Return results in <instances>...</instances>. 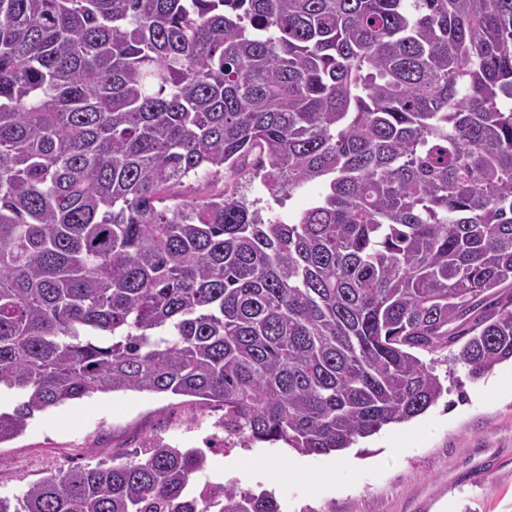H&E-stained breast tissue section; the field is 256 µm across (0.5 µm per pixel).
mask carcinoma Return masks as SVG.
<instances>
[{
	"label": "carcinoma",
	"instance_id": "cac0c4a2",
	"mask_svg": "<svg viewBox=\"0 0 512 512\" xmlns=\"http://www.w3.org/2000/svg\"><path fill=\"white\" fill-rule=\"evenodd\" d=\"M255 167L292 220L191 178ZM512 359V0H0V444L97 394L338 453ZM155 439L0 512H282ZM237 193L238 196L252 202L258 200L257 207L262 209L264 218L270 215L288 217V213L295 214L307 207V205L319 194L320 188L315 185H307L293 196H285L283 199L273 197L261 184L260 178L244 176L224 177L223 180H189L171 190L175 200L196 201L202 197L220 192Z\"/></svg>",
	"mask_w": 512,
	"mask_h": 512
}]
</instances>
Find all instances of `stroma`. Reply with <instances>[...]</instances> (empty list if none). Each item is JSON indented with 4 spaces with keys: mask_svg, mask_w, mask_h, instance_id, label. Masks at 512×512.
Listing matches in <instances>:
<instances>
[{
    "mask_svg": "<svg viewBox=\"0 0 512 512\" xmlns=\"http://www.w3.org/2000/svg\"><path fill=\"white\" fill-rule=\"evenodd\" d=\"M228 191L257 201L263 216L295 214L318 195L308 185L276 198L260 179L189 180L171 191L175 200L196 201ZM448 395L410 420L416 450L390 454L397 425L360 441L348 451L357 465L353 483L336 481L311 494L323 478L326 456H308L285 445L256 443L220 448L196 483L220 477L242 489H271L283 512H512V362L495 366L471 382L463 365L439 359ZM222 405L194 397L140 392L98 394L35 414L21 436L0 445V495L14 497L40 478L75 466L121 462L153 437L191 448L206 437L222 438ZM296 462L300 469L268 480L271 463ZM485 464L487 477L474 481L472 470Z\"/></svg>",
    "mask_w": 512,
    "mask_h": 512,
    "instance_id": "35a3bbf8",
    "label": "stroma"
}]
</instances>
